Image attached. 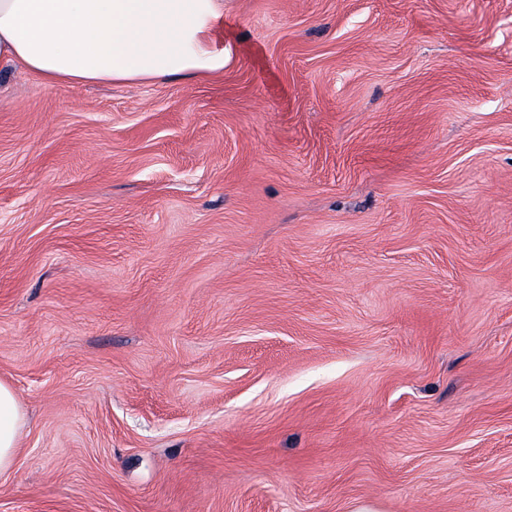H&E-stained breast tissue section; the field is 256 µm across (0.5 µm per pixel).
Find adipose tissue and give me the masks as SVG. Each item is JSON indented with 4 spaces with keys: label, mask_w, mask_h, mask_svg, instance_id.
<instances>
[{
    "label": "adipose tissue",
    "mask_w": 512,
    "mask_h": 512,
    "mask_svg": "<svg viewBox=\"0 0 512 512\" xmlns=\"http://www.w3.org/2000/svg\"><path fill=\"white\" fill-rule=\"evenodd\" d=\"M223 12V0H0V64L49 85L220 72L208 32ZM24 423L0 381V476L16 465Z\"/></svg>",
    "instance_id": "ef3b65f1"
}]
</instances>
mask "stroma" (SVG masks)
Returning a JSON list of instances; mask_svg holds the SVG:
<instances>
[{"mask_svg": "<svg viewBox=\"0 0 512 512\" xmlns=\"http://www.w3.org/2000/svg\"><path fill=\"white\" fill-rule=\"evenodd\" d=\"M213 45L0 65V512H512V0H224ZM24 423V411L15 391L0 381V477L16 465Z\"/></svg>", "mask_w": 512, "mask_h": 512, "instance_id": "1", "label": "stroma"}]
</instances>
